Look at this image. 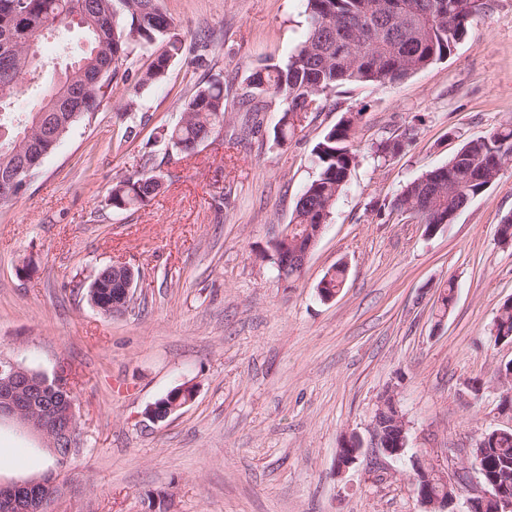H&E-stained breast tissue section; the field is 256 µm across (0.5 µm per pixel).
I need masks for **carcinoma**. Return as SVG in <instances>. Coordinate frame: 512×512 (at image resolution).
Returning a JSON list of instances; mask_svg holds the SVG:
<instances>
[{
  "label": "carcinoma",
  "instance_id": "obj_1",
  "mask_svg": "<svg viewBox=\"0 0 512 512\" xmlns=\"http://www.w3.org/2000/svg\"><path fill=\"white\" fill-rule=\"evenodd\" d=\"M309 29L288 62L266 64L244 79L239 104L253 113L250 131L261 127L258 113L276 101L282 109L275 140L284 145L297 129L295 114L319 111L330 92L342 84L385 85L405 79L445 59L464 37L479 10V0H305ZM86 0H0V28L12 26L20 45L46 27H68L73 17H81V31L87 48L70 63L67 81L45 92L36 113L50 112L54 99L65 91L76 92L86 100L84 116L100 110L112 79L126 65L135 46H146L159 39L166 48L155 55L140 73L136 94L159 84L184 50L182 39L171 33L172 18L161 0H93L90 13H84ZM108 66L97 86L86 83L88 73ZM43 66L39 57L25 50L8 57L0 55V93L14 96L35 81ZM11 100H0V177L11 178L13 164L38 139L35 116L15 122L10 116ZM226 102L224 82L217 78L200 80L181 105L180 121L167 130L165 140L171 153L181 159L196 155L199 146L224 128ZM354 118L338 121L324 132L314 147L318 173L295 203L291 225L319 224L315 206L338 196L356 163L352 148ZM512 154V128L464 144L448 164L430 170L406 185L392 207L404 211L425 201L426 183L437 172L448 174V181L463 184L464 192L448 195L443 190L436 208L455 209L473 201L491 185L492 173ZM163 183L158 175L143 172L112 183L106 204L115 210L141 206L155 197ZM94 280L98 293L108 305L117 295L112 286L110 267L100 269ZM495 338L512 340V302L499 309L493 327ZM485 444H477L472 456L485 475L512 489V429L493 430Z\"/></svg>",
  "mask_w": 512,
  "mask_h": 512
}]
</instances>
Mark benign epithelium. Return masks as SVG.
I'll list each match as a JSON object with an SVG mask.
<instances>
[{"label":"benign epithelium","instance_id":"7a95c632","mask_svg":"<svg viewBox=\"0 0 512 512\" xmlns=\"http://www.w3.org/2000/svg\"><path fill=\"white\" fill-rule=\"evenodd\" d=\"M60 128L56 123L45 127L41 147L32 158L24 162L14 173V179L27 181L33 171L39 168L44 159L53 151L60 139ZM324 225L313 224L297 235L286 234L274 245V249L284 260L296 267H304L307 259L320 238ZM63 374L50 379L46 374H33L11 360H0V422L8 420L19 428L44 438L47 431H56L62 439L75 447L74 417L75 399L70 390L61 381ZM194 396L193 387L183 384L170 390L165 397V414L171 415L184 407ZM395 439H390L379 426H374V447L391 457L400 456L407 448L406 425L402 414L395 416ZM348 453L336 458L338 469L353 464L363 448V441L357 435L343 437ZM414 471L413 482L418 501L423 512H447L456 498L443 499L431 497L424 482L433 475L448 487H458V482L448 478L444 468L438 464L427 463L420 458L412 457ZM485 492L477 497L466 500V512H482L484 501L494 498L498 501V512H512V493L506 492L486 481ZM60 489L59 478L48 475L43 478H31L10 483L0 482V512H43L46 500L55 497Z\"/></svg>","mask_w":512,"mask_h":512}]
</instances>
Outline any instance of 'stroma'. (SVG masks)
<instances>
[{"label":"stroma","instance_id":"obj_1","mask_svg":"<svg viewBox=\"0 0 512 512\" xmlns=\"http://www.w3.org/2000/svg\"><path fill=\"white\" fill-rule=\"evenodd\" d=\"M482 2L447 58L395 83L336 87L282 146L280 106L252 135L235 97L251 69L287 63L308 28L304 0H163L186 56L129 111L154 53L135 49L100 111L0 205V357L70 374L82 439L59 468L39 438L0 425V480L60 471L54 512H421L410 454L453 475L487 432L512 428L497 377L512 344L490 333L512 300V244L497 234L512 214V159L435 232L389 206L467 141L512 127V0ZM83 42L78 29L43 38L41 87L57 84ZM204 77L228 90L224 128L180 160L162 135ZM350 113L349 182L301 276L279 278L260 255L317 175L314 146ZM391 138L403 151L378 158ZM148 170L163 178L159 194L106 205L114 180ZM116 263L133 268L134 299L108 316L86 291ZM339 263L345 282L322 300L317 286ZM185 382L187 406L144 417ZM388 393L407 428L398 458L370 445ZM352 433L362 453L337 471Z\"/></svg>","mask_w":512,"mask_h":512}]
</instances>
